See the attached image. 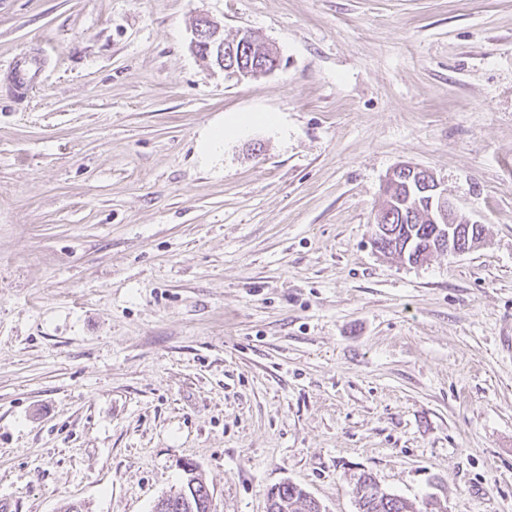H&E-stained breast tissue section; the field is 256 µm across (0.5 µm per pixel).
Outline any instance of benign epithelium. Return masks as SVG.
<instances>
[{
  "label": "benign epithelium",
  "mask_w": 512,
  "mask_h": 512,
  "mask_svg": "<svg viewBox=\"0 0 512 512\" xmlns=\"http://www.w3.org/2000/svg\"><path fill=\"white\" fill-rule=\"evenodd\" d=\"M202 41L209 42V47L212 48L211 54L203 59V62L209 66L225 69L224 55H233L238 49L245 50L248 55H254L261 60L259 65L249 63L228 68V71L239 79L260 78L280 67V54L277 47L250 29H240L234 38L227 39L217 22L207 16H201L197 19L193 31L191 41L193 52H198V43ZM402 184L405 185L407 196L415 195L429 199L427 219L430 223L437 225L438 248L419 253L418 263L428 262L438 252L450 255L465 253L482 242L480 238L471 240L468 236L460 234L462 231L460 225L468 224L470 220L448 197L434 173L423 167L404 163L389 172L383 186L385 196L383 210H388L391 203L397 200L396 191Z\"/></svg>",
  "instance_id": "7a95c632"
}]
</instances>
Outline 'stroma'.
<instances>
[{
	"label": "stroma",
	"mask_w": 512,
	"mask_h": 512,
	"mask_svg": "<svg viewBox=\"0 0 512 512\" xmlns=\"http://www.w3.org/2000/svg\"><path fill=\"white\" fill-rule=\"evenodd\" d=\"M402 163L479 247L375 250ZM188 463L211 512H512V0H0V499L152 512ZM202 41L209 42V48H212L210 55L201 58L198 54V43ZM191 48L199 60L209 66H217L224 72L233 71L232 75L239 79H256L266 76L280 67V54L277 47L260 37L251 29H239L233 39H226L221 26L210 19L208 16H200L195 23ZM236 48H239L240 54L245 49L250 56H256L262 61L260 65L252 66L251 63L244 65L242 62L238 67L231 63L227 66L224 57L229 54L234 55ZM226 53V56H224ZM265 117L242 115L234 118L227 126L224 123L220 126L215 127L206 142V149L214 152L219 149L221 143L224 141V136L241 131L248 125L256 120H264ZM360 491L363 493H360ZM357 492L360 495L363 494L362 498L365 499V506L368 507L366 511L362 512H416L413 504L407 499L387 493L379 488L374 478H370L369 483L365 481L363 487L357 489ZM385 494H388L389 497L385 498ZM302 490L292 483H284L270 489L268 496L269 499H275L273 505H277L276 512H308L305 510L306 502L302 498Z\"/></svg>",
	"instance_id": "35a3bbf8"
}]
</instances>
